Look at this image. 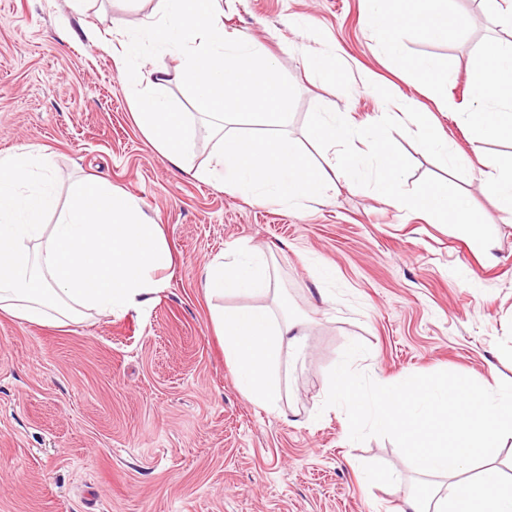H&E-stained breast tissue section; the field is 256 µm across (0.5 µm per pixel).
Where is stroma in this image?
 <instances>
[{
  "label": "stroma",
  "mask_w": 512,
  "mask_h": 512,
  "mask_svg": "<svg viewBox=\"0 0 512 512\" xmlns=\"http://www.w3.org/2000/svg\"><path fill=\"white\" fill-rule=\"evenodd\" d=\"M456 5L471 18L463 40L404 46L450 60L448 97L465 107L479 43L512 40V29L488 21L478 0ZM158 8V0H0V154L47 157L61 202L75 181L109 182L160 224L174 257L143 308L65 325L0 316V512H396L419 475L391 439L350 440L344 410L323 406L328 374L359 341L368 353L353 366L380 384L438 371L512 382V222L481 189L478 166L455 176L394 132L413 165L405 188L435 176L469 189L494 232L495 259L484 263L455 229L345 183L333 151L306 140L315 107L360 124L413 99L456 156L473 154L463 122L382 52L366 0L224 6L226 32L258 39L293 83L288 133L335 190L288 208L198 177L218 148L205 129L186 168L173 166L138 126L110 51ZM297 14L313 36L290 28ZM320 52L345 61L341 80L306 70L305 56ZM235 243L266 250L276 292L262 302L307 333L303 354L282 358L275 409L239 391L199 288L204 265ZM323 264L336 269L329 304L316 286ZM363 469L399 476V493L364 488Z\"/></svg>",
  "instance_id": "1"
}]
</instances>
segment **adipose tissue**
Segmentation results:
<instances>
[{
	"label": "adipose tissue",
	"instance_id": "ef3b65f1",
	"mask_svg": "<svg viewBox=\"0 0 512 512\" xmlns=\"http://www.w3.org/2000/svg\"><path fill=\"white\" fill-rule=\"evenodd\" d=\"M48 171L32 153L0 155V315L63 323L154 302L156 274L172 264L159 224L101 181L74 183L57 206ZM50 212L52 224L45 221ZM273 282L265 254L245 244L232 247L228 259H213L200 281L239 390L267 409L282 397L283 353H300L305 342L298 322L254 304ZM224 298L235 306H221Z\"/></svg>",
	"mask_w": 512,
	"mask_h": 512
}]
</instances>
